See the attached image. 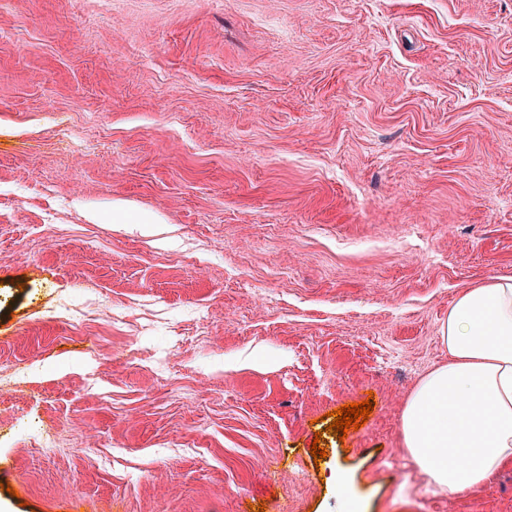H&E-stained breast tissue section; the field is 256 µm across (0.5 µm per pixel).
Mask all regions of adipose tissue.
I'll return each mask as SVG.
<instances>
[{
	"label": "adipose tissue",
	"instance_id": "1",
	"mask_svg": "<svg viewBox=\"0 0 512 512\" xmlns=\"http://www.w3.org/2000/svg\"><path fill=\"white\" fill-rule=\"evenodd\" d=\"M440 340L448 362L408 399L403 445L429 485L483 489L512 462V277L492 275L465 289Z\"/></svg>",
	"mask_w": 512,
	"mask_h": 512
}]
</instances>
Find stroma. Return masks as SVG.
<instances>
[{
    "instance_id": "35a3bbf8",
    "label": "stroma",
    "mask_w": 512,
    "mask_h": 512,
    "mask_svg": "<svg viewBox=\"0 0 512 512\" xmlns=\"http://www.w3.org/2000/svg\"><path fill=\"white\" fill-rule=\"evenodd\" d=\"M492 274L512 0H0V512H512L401 434Z\"/></svg>"
}]
</instances>
